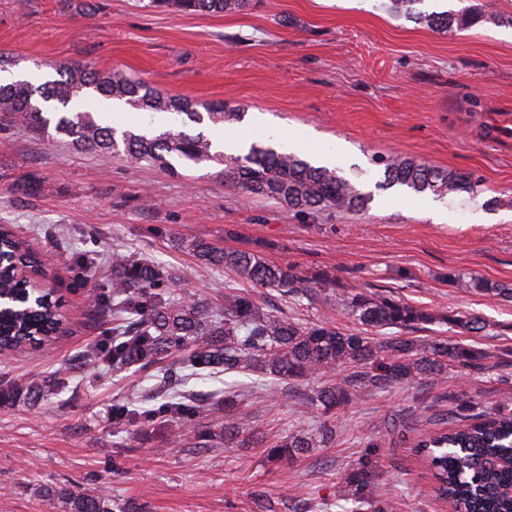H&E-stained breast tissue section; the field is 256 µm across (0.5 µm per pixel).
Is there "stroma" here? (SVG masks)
Wrapping results in <instances>:
<instances>
[{
  "label": "stroma",
  "instance_id": "stroma-1",
  "mask_svg": "<svg viewBox=\"0 0 512 512\" xmlns=\"http://www.w3.org/2000/svg\"><path fill=\"white\" fill-rule=\"evenodd\" d=\"M148 0H0V56L31 80L56 79V66L81 63L139 77L198 104L224 102L239 121L211 137L240 132L267 143L276 129L311 134L301 154L335 152L340 173L374 186L377 156H400L482 179L477 197L378 192L368 210L299 219L260 197L229 194L217 165L173 176L118 155L47 143L21 125L0 131V224L13 225L57 267L52 281L68 333L0 364V383L49 378L88 346L112 343L111 323L92 318L89 296L112 281L113 250L161 264L176 287L215 296L234 275L201 266L182 247L202 239L221 248H258L272 263L323 271L340 287L385 292L436 312L479 316L485 331L434 325L432 333L486 353V370H449L442 384L391 388L341 411L331 447L286 462L269 445L312 427L304 399H248L250 447L224 445L220 411L202 418L210 445L165 413L166 392L135 369L94 364L63 375L36 406H0V512H53L39 486L109 489L141 512H340L353 465L372 462L373 494L398 512H448L415 439L432 415L456 401L484 408L512 396V306L454 278L473 272L512 284V143L492 126L512 115V0H424L425 11L468 6L485 13L469 28L433 30L391 16L385 0H252L243 11L183 13ZM38 187L28 190L27 180ZM95 256L94 268L84 267ZM154 416L137 425L117 409L140 404Z\"/></svg>",
  "mask_w": 512,
  "mask_h": 512
}]
</instances>
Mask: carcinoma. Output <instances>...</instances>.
I'll return each mask as SVG.
<instances>
[{
	"label": "carcinoma",
	"instance_id": "1",
	"mask_svg": "<svg viewBox=\"0 0 512 512\" xmlns=\"http://www.w3.org/2000/svg\"><path fill=\"white\" fill-rule=\"evenodd\" d=\"M424 0H388L394 17L425 24L437 30L465 28L477 16L468 10L426 13L418 8ZM247 0H149L148 6H166L179 12L224 13L238 10ZM58 79L38 86L27 80L0 84V119L19 120L48 140L65 142L78 150L120 155L135 165L147 164L178 174L176 165L192 168L205 163L222 166L219 176L232 194L273 199L304 218L326 211H361L373 195L360 190L336 168L317 167L306 159L271 146L250 145L243 156H226L214 150L203 132L187 130L189 124H214L241 118L226 111L222 102L203 105L186 97L164 95L149 82L122 71L100 72L74 63L57 71ZM93 93L105 100L122 101L148 115L136 130H117L107 124V114L80 108ZM55 101L62 112H47L42 103ZM169 112L181 117L182 129L160 130L154 114ZM383 175L376 189L402 187L414 194L430 192L437 197L466 193L477 196L483 183L465 174L442 169L409 158L376 160ZM184 249L198 263L222 266L251 288H264L269 300L280 299L294 306L313 302L334 280L325 274H307L293 263L271 264L257 249H221L203 240H188ZM0 251L13 258L0 268V298L33 288L38 257L12 229L0 225ZM161 267L121 254H112V299L94 300V308L112 318V346H93L82 357L93 363L105 358L112 367H157L148 378L160 386L176 389L177 400L166 412L173 417L196 415L224 405L232 412L231 430L243 428L238 383L224 382L193 405V397L177 387L186 386L204 374L245 376L248 387L278 388L290 381L316 380L340 370L334 383L321 385L310 395L316 426L297 430L275 441L269 454L288 460L308 448H323L336 436L338 413L353 399L395 385L419 380L443 382L452 367L482 371V353L468 345L438 336L421 340L412 335L434 324H452L468 332L486 327L475 314H436L384 293L345 292L339 305L359 330L341 329L323 321L273 313L259 305L246 289H224L222 299L212 301L185 294L171 295ZM457 285L471 288L501 302H512V287L489 282L469 273L456 278ZM60 318L51 304L14 307L0 311V357L20 352L35 341L53 340L47 335ZM52 384L31 381L0 385V402L22 400L33 406L45 399ZM440 430L414 447L426 455L439 491L454 512H512V499L503 488L512 485V409L508 400L473 414L454 406L436 416ZM371 471L364 464L349 475L350 490L342 512H395L390 500H373L367 488ZM48 504L59 501L63 512H137L119 503L103 490L76 491L67 486L39 488Z\"/></svg>",
	"mask_w": 512,
	"mask_h": 512
}]
</instances>
